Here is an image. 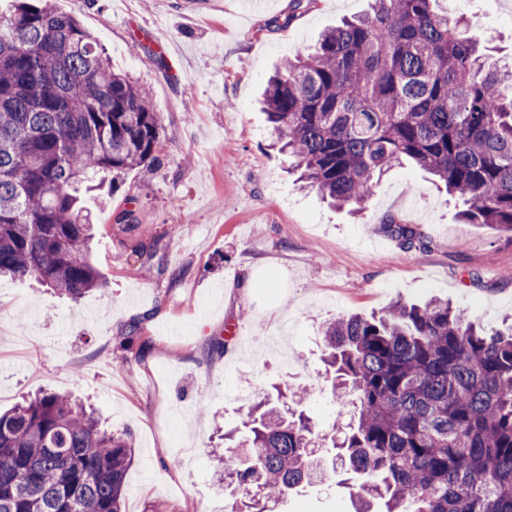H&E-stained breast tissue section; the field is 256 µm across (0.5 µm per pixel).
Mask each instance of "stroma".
<instances>
[{
  "label": "stroma",
  "instance_id": "obj_1",
  "mask_svg": "<svg viewBox=\"0 0 512 512\" xmlns=\"http://www.w3.org/2000/svg\"><path fill=\"white\" fill-rule=\"evenodd\" d=\"M54 0L99 37L115 71L149 88L159 160L87 194L100 284L79 300L0 279V411L44 389L88 400L136 450L127 512H222L210 465L243 432L239 395L307 388L320 433L351 410L335 397L321 327L394 301H449L481 326L512 322V233L458 217L461 203L406 165L373 187L362 216L288 174L258 99L274 66L370 0ZM494 57L512 61V0H445ZM132 212L133 224L119 222ZM396 219L429 247H403ZM278 285L247 287L253 266ZM239 325L253 345L227 340ZM223 339L216 348L215 339ZM210 419L198 416L200 404ZM340 474L275 512H353Z\"/></svg>",
  "mask_w": 512,
  "mask_h": 512
}]
</instances>
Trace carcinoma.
I'll return each mask as SVG.
<instances>
[{
    "mask_svg": "<svg viewBox=\"0 0 512 512\" xmlns=\"http://www.w3.org/2000/svg\"><path fill=\"white\" fill-rule=\"evenodd\" d=\"M439 0H372L284 59L263 111L299 179L358 214L406 163L462 203L466 224L512 232V69L489 62ZM148 89L112 69L100 43L51 0L0 12V277L72 300L99 285L80 191L158 159ZM409 249L407 224L386 223ZM333 391L350 421L316 432L288 383L248 414L240 459L213 457L230 512L319 484L326 466L356 512H512V326L484 329L446 301L395 302L322 326ZM132 436L42 392L0 413V512H125Z\"/></svg>",
    "mask_w": 512,
    "mask_h": 512,
    "instance_id": "obj_1",
    "label": "carcinoma"
}]
</instances>
